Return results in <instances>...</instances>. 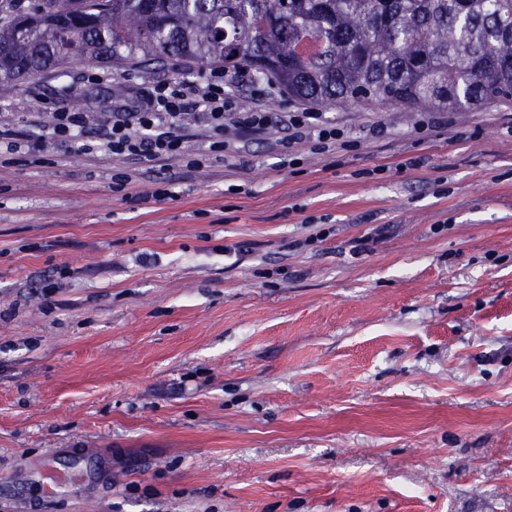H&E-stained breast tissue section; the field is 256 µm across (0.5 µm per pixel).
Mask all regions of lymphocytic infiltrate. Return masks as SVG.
I'll return each instance as SVG.
<instances>
[{"instance_id":"obj_1","label":"lymphocytic infiltrate","mask_w":512,"mask_h":512,"mask_svg":"<svg viewBox=\"0 0 512 512\" xmlns=\"http://www.w3.org/2000/svg\"><path fill=\"white\" fill-rule=\"evenodd\" d=\"M225 74L216 69L199 84L159 82L146 109L104 115L96 123L93 138L77 139L76 132L87 120L77 112L52 115V133L61 140H76L85 154L103 152L115 159L136 158L148 162L177 158L184 152L188 124L204 126L209 134V149L226 150V132L238 138L248 136L281 137L288 147L316 141L323 147L336 144V130L315 127V113L285 112L270 121L258 108L243 109L232 104L224 93Z\"/></svg>"}]
</instances>
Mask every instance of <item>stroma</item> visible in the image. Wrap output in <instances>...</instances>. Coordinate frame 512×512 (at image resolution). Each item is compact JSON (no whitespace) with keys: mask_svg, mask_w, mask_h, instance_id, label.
I'll list each match as a JSON object with an SVG mask.
<instances>
[{"mask_svg":"<svg viewBox=\"0 0 512 512\" xmlns=\"http://www.w3.org/2000/svg\"><path fill=\"white\" fill-rule=\"evenodd\" d=\"M208 73L74 59L0 96V512H512V99L313 103L335 152L229 164L200 125L152 163L45 130ZM86 124L87 119L77 112L52 113V134L61 140L78 138V133L75 131L81 130Z\"/></svg>","mask_w":512,"mask_h":512,"instance_id":"stroma-1","label":"stroma"}]
</instances>
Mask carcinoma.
I'll list each match as a JSON object with an SVG mask.
<instances>
[{
  "instance_id": "carcinoma-1",
  "label": "carcinoma",
  "mask_w": 512,
  "mask_h": 512,
  "mask_svg": "<svg viewBox=\"0 0 512 512\" xmlns=\"http://www.w3.org/2000/svg\"><path fill=\"white\" fill-rule=\"evenodd\" d=\"M169 57L318 104L475 107L512 98V0H0V95L74 58Z\"/></svg>"
}]
</instances>
